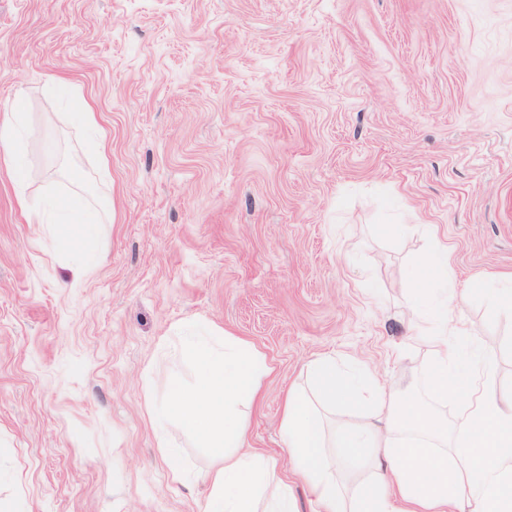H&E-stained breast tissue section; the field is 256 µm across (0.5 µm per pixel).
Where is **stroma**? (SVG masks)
<instances>
[{
	"label": "stroma",
	"mask_w": 512,
	"mask_h": 512,
	"mask_svg": "<svg viewBox=\"0 0 512 512\" xmlns=\"http://www.w3.org/2000/svg\"><path fill=\"white\" fill-rule=\"evenodd\" d=\"M16 104L23 155L49 174L29 195L75 196L78 173L115 217L71 284L0 166V498L198 512L208 486L171 482L146 405L195 382L174 331L198 321L272 366L250 444L310 512L280 437L309 361L459 411L423 384L430 346L409 334L412 269L437 240L512 386V317L484 294L512 273V0H0V111Z\"/></svg>",
	"instance_id": "obj_1"
}]
</instances>
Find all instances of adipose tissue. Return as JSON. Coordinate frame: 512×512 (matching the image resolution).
Instances as JSON below:
<instances>
[{
  "instance_id": "ef3b65f1",
  "label": "adipose tissue",
  "mask_w": 512,
  "mask_h": 512,
  "mask_svg": "<svg viewBox=\"0 0 512 512\" xmlns=\"http://www.w3.org/2000/svg\"><path fill=\"white\" fill-rule=\"evenodd\" d=\"M26 124L22 107L0 112V157L9 164L20 209L64 250L80 251L110 223L112 200L91 190L76 207L66 198L29 197L36 174L19 155ZM451 262L444 243L421 258L417 306L430 304L432 289L449 293L415 333L431 343L429 390L461 400L457 423L447 427L422 403L403 402L369 370L345 372L333 356L315 358L307 366L312 393L289 388L280 422L293 467L308 486L311 512H512V389L498 381L494 346L473 358L461 352L474 334L456 313L460 295L448 287ZM179 333L188 349L201 352L199 379L176 401L153 397L148 408L159 430L177 422L207 448L211 494L201 512H299L291 488L276 477L275 461L247 449L240 406L260 398L271 372L267 360L249 343L197 323ZM339 403L362 407L368 421L330 429L324 411ZM381 421L386 430L378 429ZM366 466L368 481L343 484L347 472Z\"/></svg>"
}]
</instances>
